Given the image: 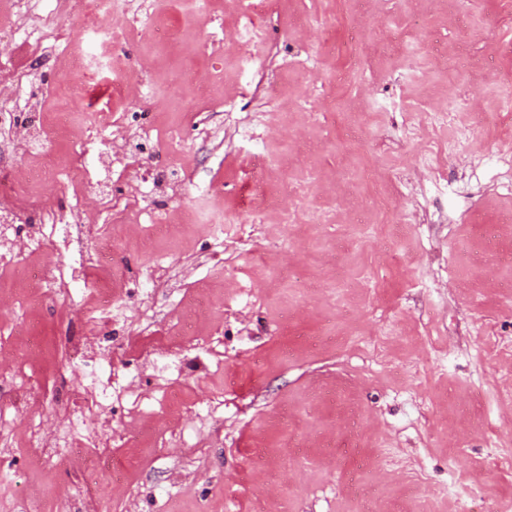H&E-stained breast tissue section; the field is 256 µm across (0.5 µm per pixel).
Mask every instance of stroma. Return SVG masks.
Instances as JSON below:
<instances>
[{
    "label": "stroma",
    "mask_w": 512,
    "mask_h": 512,
    "mask_svg": "<svg viewBox=\"0 0 512 512\" xmlns=\"http://www.w3.org/2000/svg\"><path fill=\"white\" fill-rule=\"evenodd\" d=\"M484 29L449 24L454 0H367L415 58L384 49L379 34L350 38L353 0H127L123 54L129 68L87 83L64 76L79 18L67 0H28L27 15L0 27V48L21 43L30 15L50 17L56 37L26 58L28 78L0 87L24 119L52 124L69 106L98 108L114 85L150 96L145 110L119 112L102 139L117 163L112 207L94 186L73 197L65 178L32 187L62 210L75 204L110 224L135 204L138 223L114 240L121 281L108 345L113 427L129 425L126 388L143 397L141 420L154 447L144 467L109 490L103 471L72 460L46 467L22 448L0 458V512H64L84 490L103 493V512H358L356 481L374 483L373 512H494L512 503V113L497 93L512 85V0H463ZM174 29V41L147 28ZM255 39L251 54L239 47ZM495 67L470 71L462 90L483 93L481 142L449 151L453 125L432 124L448 74L430 42ZM209 92L192 110L187 74ZM314 176L306 202L288 184ZM266 179L295 215L271 211L260 224L238 212ZM332 216L305 223L301 205ZM407 213L403 224L391 212ZM169 226L156 235L155 215ZM223 233H216V225ZM16 236L21 267L0 280V363L25 357L40 330L45 356L28 371L46 434L68 407L67 339L85 312L64 299L27 306V266L42 257ZM161 280L144 297L147 278ZM195 317L197 342L185 374L155 371L141 350L171 324ZM189 386L194 414L170 421L159 401L168 383Z\"/></svg>",
    "instance_id": "obj_1"
}]
</instances>
